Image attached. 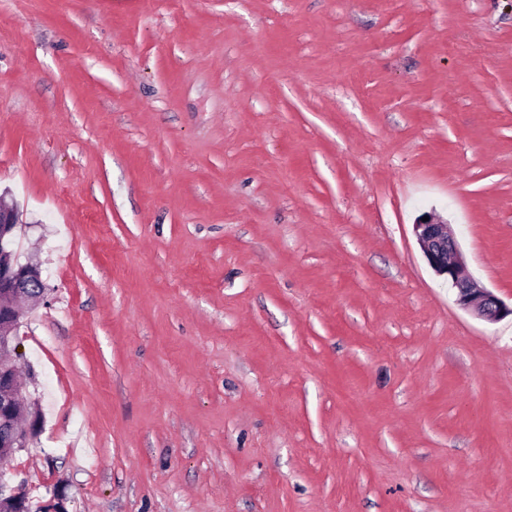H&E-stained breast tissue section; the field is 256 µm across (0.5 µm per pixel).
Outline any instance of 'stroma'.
<instances>
[{"instance_id": "obj_1", "label": "stroma", "mask_w": 512, "mask_h": 512, "mask_svg": "<svg viewBox=\"0 0 512 512\" xmlns=\"http://www.w3.org/2000/svg\"><path fill=\"white\" fill-rule=\"evenodd\" d=\"M65 512H512V0H0V189ZM424 216L429 220L422 221ZM413 226L428 264L456 290V300L462 308L487 322L512 317V303L508 306L492 292L476 288L462 260L459 243L449 231L448 224L435 221L432 214L424 213Z\"/></svg>"}]
</instances>
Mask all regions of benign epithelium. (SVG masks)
<instances>
[{
    "label": "benign epithelium",
    "instance_id": "obj_1",
    "mask_svg": "<svg viewBox=\"0 0 512 512\" xmlns=\"http://www.w3.org/2000/svg\"><path fill=\"white\" fill-rule=\"evenodd\" d=\"M429 220H417L414 233L430 267L456 290L457 303L487 322L512 317V305H507L492 292L475 286L462 260L459 243L448 225L427 214ZM18 224L16 209L0 197V359L17 352L16 336L25 314L9 300L26 295L25 289L43 284L41 268L32 263L18 265L11 261L13 232ZM27 397V390L19 387L13 373L0 368V424L9 428V437L0 442L8 453L23 447L39 425L37 414L21 423L15 419L16 400Z\"/></svg>",
    "mask_w": 512,
    "mask_h": 512
}]
</instances>
